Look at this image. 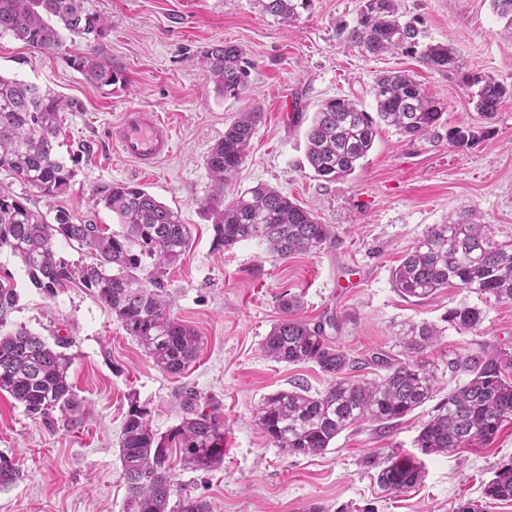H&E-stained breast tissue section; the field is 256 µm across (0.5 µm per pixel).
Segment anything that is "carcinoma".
Masks as SVG:
<instances>
[{
    "label": "carcinoma",
    "mask_w": 512,
    "mask_h": 512,
    "mask_svg": "<svg viewBox=\"0 0 512 512\" xmlns=\"http://www.w3.org/2000/svg\"><path fill=\"white\" fill-rule=\"evenodd\" d=\"M311 0H261L263 10L291 24ZM496 15L512 35V0H491ZM108 20L93 10L89 0H0V33H10L43 52L63 47V32L93 43L86 52L68 56L70 66L88 79L111 85L118 74L102 56L101 42ZM345 41L362 53L377 56L402 52L416 57L430 70L452 74L460 60L452 43H423L414 19L406 20L397 0H360L354 25L341 30ZM243 50L230 42L203 50L214 91L222 97H241L247 90L248 71ZM476 111L494 117L509 89L485 75H468ZM375 114L347 97L329 98L320 106L306 132V161L323 181L351 176L371 151L379 130L392 127L408 142L443 140L456 148L476 139L472 127L445 128L447 106L429 96L402 71L375 77L372 86ZM83 104L51 89L0 75V170L12 172L48 200L65 194L75 170L59 158L61 115L81 112ZM260 108L251 106L224 130V138L206 156L214 193L205 204L212 224L213 242L229 248L259 238L279 259L310 251L331 235L326 224L288 195L259 183L224 202V183L243 164L250 142L263 121ZM99 201L118 218L123 231L101 224H84L64 209L53 220L28 206L27 200L0 187V250L19 258L31 284L52 296L75 285L95 295L116 317L161 370L186 372L203 347L202 337L171 314L163 292L167 269L179 263L190 248L189 225L170 207L144 188L111 183L96 189ZM64 238L88 252L89 260L70 263L58 256L55 244ZM151 264H146L145 259ZM394 287L414 302L434 297L445 288H457L498 301H512V242L495 240L489 224L470 214H450L431 224L399 265L391 270ZM13 288L0 283V393L23 406L26 414L49 420L65 416L78 401L69 382L72 357L68 341L55 345L25 327L11 329L9 317L16 305ZM297 296L280 300L282 317L261 343L263 354L279 363H314L331 381L315 395L300 384L279 390L256 406L254 417L271 441L294 456L322 453L343 431L361 421L383 429L436 393V377L424 358L444 328L434 323H412L401 337L413 359L398 361L382 352L368 364L384 372L378 380L350 381L342 374L356 367L326 332L331 320L308 323L295 317ZM482 309L466 302L448 310L443 322L456 330H475L483 322ZM466 381L448 391L421 426L415 447L423 455L448 453L458 448L491 442L503 423L512 419V352L483 351L448 361ZM197 396L185 399L186 414L167 435L151 429L149 411L133 402L123 423L120 462L127 493L124 512H211L208 503L188 495L170 507L177 462L207 471L224 461V419L218 408H196ZM178 449L180 459L172 456ZM421 479V463L410 457L388 456L377 472V482L396 494ZM19 473L0 458V490L13 487ZM485 497L512 501V460L502 464L483 489Z\"/></svg>",
    "instance_id": "obj_1"
}]
</instances>
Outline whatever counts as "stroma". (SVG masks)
<instances>
[{"mask_svg": "<svg viewBox=\"0 0 512 512\" xmlns=\"http://www.w3.org/2000/svg\"><path fill=\"white\" fill-rule=\"evenodd\" d=\"M110 30L103 55L120 79L110 86L71 68L68 52L89 43L66 35L65 48L38 52L0 34V74L50 88L82 102L63 115L62 159H75L70 190L40 197L18 176L0 170V185L27 198L31 208L54 215L63 208L80 221L113 231L121 226L95 190L113 182L145 188L189 224L191 247L165 277L173 315L204 341L198 360L180 376L156 367L115 316L88 291L70 286L55 296L35 288L21 262L0 252V276L18 301L10 320L54 341L70 340L69 380L80 404L45 422L30 418L9 395H0V456L21 475L0 490V512H123L126 486L119 442L131 402L150 412L155 433L179 425L186 392L213 400L224 417V461L205 472L178 466L175 488L207 501L213 512H457L479 500L484 512H512V502L486 500L483 485L512 460V421L485 447L425 456L414 439L435 404L427 402L390 429L359 423L318 455L293 456L277 448L253 417L269 394L303 383L310 392L330 378L312 363H277L260 343L281 318L283 294L299 295L297 316L315 322L331 316L328 334L355 360L381 350L398 360L399 338L412 323H437L460 303L484 311L478 329H447L428 352L437 398L462 383L449 359L481 351L512 352V302L448 288L431 299L403 298L391 281L397 266L428 225L462 210L491 225L496 240L512 241V96L492 119L471 103L466 78L489 75L512 87V39L490 0H399L401 13L421 22L428 43H453L462 66L444 75L402 53L369 56L338 36L353 23L359 0H312L291 25L264 12L259 0H90ZM231 42L242 48L249 90L241 98L217 96L200 52ZM383 71H406L425 92L447 106L448 126L474 127L470 147L414 143L385 128L360 168L347 179L316 178L306 158L305 133L323 101L355 98L375 109L372 85ZM259 106L264 118L239 173L225 183L224 198L268 184L330 225L331 239L307 254L271 257L264 241L224 249L213 244L203 208L213 193L205 165L212 146L238 112ZM159 113L170 125L171 156L142 170L113 141L123 112ZM89 154L79 155L81 146ZM420 459L423 477L401 494L385 492L373 461L388 455Z\"/></svg>", "mask_w": 512, "mask_h": 512, "instance_id": "stroma-1", "label": "stroma"}]
</instances>
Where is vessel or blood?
Listing matches in <instances>:
<instances>
[{"label":"vessel or blood","instance_id":"vessel-or-blood-1","mask_svg":"<svg viewBox=\"0 0 512 512\" xmlns=\"http://www.w3.org/2000/svg\"><path fill=\"white\" fill-rule=\"evenodd\" d=\"M114 140L123 155L143 168L154 167L173 149L165 120L158 113L136 108L125 111Z\"/></svg>","mask_w":512,"mask_h":512}]
</instances>
